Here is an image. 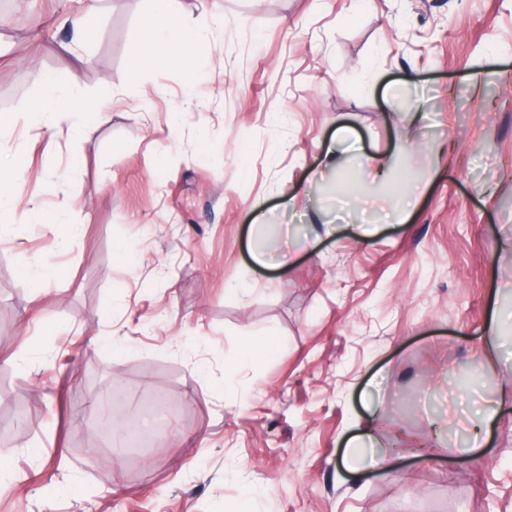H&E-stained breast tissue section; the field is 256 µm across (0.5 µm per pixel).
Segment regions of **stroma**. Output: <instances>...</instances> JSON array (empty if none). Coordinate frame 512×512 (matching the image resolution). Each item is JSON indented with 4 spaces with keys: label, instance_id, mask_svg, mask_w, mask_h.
<instances>
[{
    "label": "stroma",
    "instance_id": "35a3bbf8",
    "mask_svg": "<svg viewBox=\"0 0 512 512\" xmlns=\"http://www.w3.org/2000/svg\"><path fill=\"white\" fill-rule=\"evenodd\" d=\"M83 7L27 0L0 31V512H512L511 319L482 356L492 305L512 310V0H176L204 34L189 94L164 49L131 63L150 0H103L87 42L65 22ZM73 69L111 112L84 136L26 112ZM359 150L394 154L385 181ZM348 194L370 238L336 220ZM114 385L176 405L141 455L97 445ZM355 436L389 474L337 468Z\"/></svg>",
    "mask_w": 512,
    "mask_h": 512
}]
</instances>
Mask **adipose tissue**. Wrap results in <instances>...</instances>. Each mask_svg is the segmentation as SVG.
<instances>
[{"label": "adipose tissue", "mask_w": 512, "mask_h": 512, "mask_svg": "<svg viewBox=\"0 0 512 512\" xmlns=\"http://www.w3.org/2000/svg\"><path fill=\"white\" fill-rule=\"evenodd\" d=\"M200 41V30L181 19L173 6V0H153L149 14L134 37L132 64L137 69L149 66L153 45H164L172 56L180 58L193 51ZM79 83L80 75L75 71L58 79L47 80L29 106V115L36 117L45 112L74 113L79 117L80 129L87 132L108 123L111 114L106 106L74 96L73 91Z\"/></svg>", "instance_id": "adipose-tissue-1"}]
</instances>
